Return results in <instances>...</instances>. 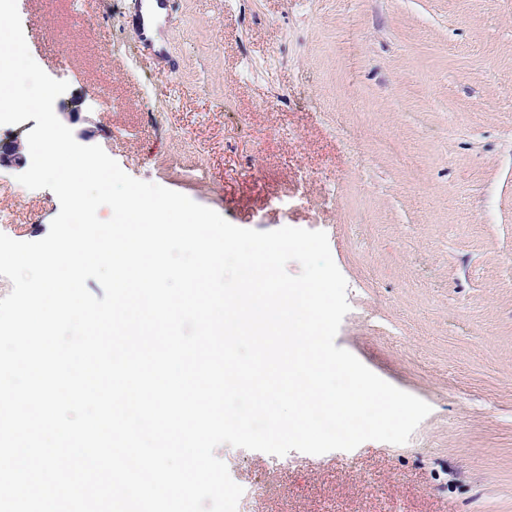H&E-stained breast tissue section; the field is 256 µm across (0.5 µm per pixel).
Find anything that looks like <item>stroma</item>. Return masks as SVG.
I'll use <instances>...</instances> for the list:
<instances>
[{
    "label": "stroma",
    "mask_w": 512,
    "mask_h": 512,
    "mask_svg": "<svg viewBox=\"0 0 512 512\" xmlns=\"http://www.w3.org/2000/svg\"><path fill=\"white\" fill-rule=\"evenodd\" d=\"M138 2L82 24L24 0L37 64L98 89L73 134L237 227L325 232L350 304L336 346L431 407L403 445L282 466L216 449L248 512H512V0H175L158 47ZM6 173L0 209L45 237L40 191Z\"/></svg>",
    "instance_id": "obj_1"
}]
</instances>
